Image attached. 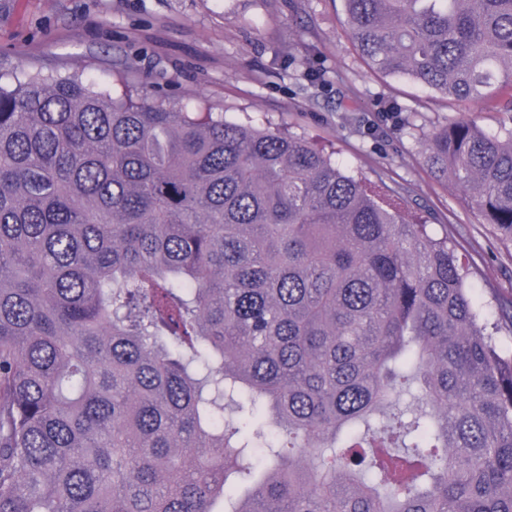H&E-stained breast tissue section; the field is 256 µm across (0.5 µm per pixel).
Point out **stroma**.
<instances>
[{"label": "stroma", "instance_id": "1", "mask_svg": "<svg viewBox=\"0 0 512 512\" xmlns=\"http://www.w3.org/2000/svg\"><path fill=\"white\" fill-rule=\"evenodd\" d=\"M309 64L327 83L316 97L300 90ZM31 66L305 135L448 238L486 311L512 297V239L425 160L433 130L464 118L494 132L512 116L374 72L342 0H0V69Z\"/></svg>", "mask_w": 512, "mask_h": 512}]
</instances>
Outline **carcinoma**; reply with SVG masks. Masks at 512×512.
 <instances>
[{
    "label": "carcinoma",
    "mask_w": 512,
    "mask_h": 512,
    "mask_svg": "<svg viewBox=\"0 0 512 512\" xmlns=\"http://www.w3.org/2000/svg\"><path fill=\"white\" fill-rule=\"evenodd\" d=\"M343 3L378 71L512 113V0ZM426 146L512 238V128ZM466 278L302 136L0 72V512H512V299Z\"/></svg>",
    "instance_id": "carcinoma-1"
}]
</instances>
